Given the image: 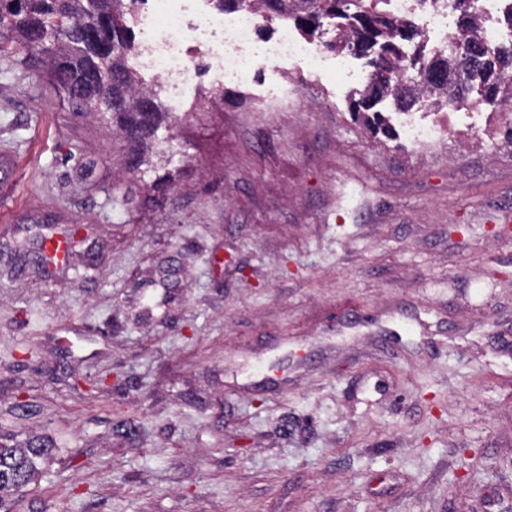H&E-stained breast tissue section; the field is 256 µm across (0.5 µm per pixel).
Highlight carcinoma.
Returning <instances> with one entry per match:
<instances>
[{
	"mask_svg": "<svg viewBox=\"0 0 512 512\" xmlns=\"http://www.w3.org/2000/svg\"><path fill=\"white\" fill-rule=\"evenodd\" d=\"M138 0H0V53L19 50L43 64L42 72L68 99L89 112L110 116L125 137L140 143L163 119L155 93L139 85L130 58L137 55L130 18ZM271 18L293 19L314 33L336 20L340 39L327 44L335 52L373 53L371 78L360 93L370 110L390 97L413 109L424 97L434 106L468 92L486 101L512 99V42L487 48L479 36L474 0H457L454 52L420 50L413 57L401 42L420 36L405 22L379 8L385 0H252ZM54 46L44 51L38 40ZM478 48L464 59L459 44ZM51 448L36 442L0 444V506L37 472Z\"/></svg>",
	"mask_w": 512,
	"mask_h": 512,
	"instance_id": "carcinoma-1",
	"label": "carcinoma"
}]
</instances>
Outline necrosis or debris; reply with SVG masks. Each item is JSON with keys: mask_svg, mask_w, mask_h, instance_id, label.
I'll return each instance as SVG.
<instances>
[{"mask_svg": "<svg viewBox=\"0 0 512 512\" xmlns=\"http://www.w3.org/2000/svg\"><path fill=\"white\" fill-rule=\"evenodd\" d=\"M208 0H140L134 22L144 36L142 56L147 67L164 83L170 107L182 109L180 93L195 73L196 57H205L216 80L249 82L265 62L298 64L314 73L324 63L318 44L298 37L280 23L274 39L260 41L256 32L263 13L246 7L231 16L209 11ZM393 16L415 20L434 48L452 47L455 0H387Z\"/></svg>", "mask_w": 512, "mask_h": 512, "instance_id": "obj_1", "label": "necrosis or debris"}]
</instances>
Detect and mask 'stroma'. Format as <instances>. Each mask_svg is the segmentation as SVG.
Wrapping results in <instances>:
<instances>
[{"label":"stroma","instance_id":"1","mask_svg":"<svg viewBox=\"0 0 512 512\" xmlns=\"http://www.w3.org/2000/svg\"><path fill=\"white\" fill-rule=\"evenodd\" d=\"M195 64L131 171L0 54V443L51 448L12 512H512V104L421 149L355 119L368 57Z\"/></svg>","mask_w":512,"mask_h":512}]
</instances>
